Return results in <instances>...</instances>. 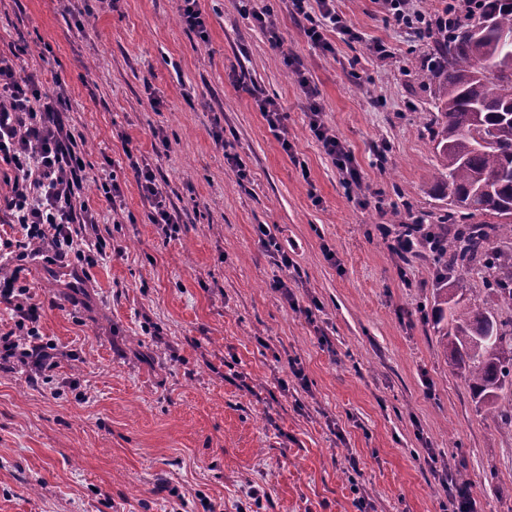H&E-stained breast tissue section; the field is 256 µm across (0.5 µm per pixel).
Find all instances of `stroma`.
<instances>
[{"label": "stroma", "mask_w": 512, "mask_h": 512, "mask_svg": "<svg viewBox=\"0 0 512 512\" xmlns=\"http://www.w3.org/2000/svg\"><path fill=\"white\" fill-rule=\"evenodd\" d=\"M258 4L273 7L282 50L236 0H202L204 42L180 25V0H0V52L24 46L25 71L65 81L83 199L108 244L80 274L25 264L61 358L46 383L0 370V512H443L460 468L477 512H512V424L442 353L431 257L401 263L378 231L405 204L444 206L429 44L387 24L377 0H337L361 39L327 32L328 53L283 0ZM376 40L395 59L372 57ZM302 75L360 189H344L310 132ZM259 95L286 113L293 153ZM128 145L181 211L176 233L151 222ZM112 173L117 210L94 184ZM260 224L292 267L271 263ZM257 106L259 111L262 112V116L266 121L270 130L276 132L279 135L281 140V146L283 150L288 153L292 150V145L288 140V137L285 136L286 126H285V114L280 112L276 102L269 97H258ZM280 134H283L280 136Z\"/></svg>", "instance_id": "1"}]
</instances>
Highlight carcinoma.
<instances>
[{
  "instance_id": "1",
  "label": "carcinoma",
  "mask_w": 512,
  "mask_h": 512,
  "mask_svg": "<svg viewBox=\"0 0 512 512\" xmlns=\"http://www.w3.org/2000/svg\"><path fill=\"white\" fill-rule=\"evenodd\" d=\"M464 2L468 16L430 33L434 191L451 202L441 213L419 216L415 230L435 262L433 329L445 356L487 411L512 421V402L498 404L512 380V321L442 287L450 273L478 266L485 296L512 303V246L495 245L512 241V44L501 42L512 34V0ZM486 21L483 40L473 44L472 32Z\"/></svg>"
}]
</instances>
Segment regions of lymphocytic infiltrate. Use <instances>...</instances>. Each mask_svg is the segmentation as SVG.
<instances>
[{
	"label": "lymphocytic infiltrate",
	"mask_w": 512,
	"mask_h": 512,
	"mask_svg": "<svg viewBox=\"0 0 512 512\" xmlns=\"http://www.w3.org/2000/svg\"><path fill=\"white\" fill-rule=\"evenodd\" d=\"M380 2L388 23L414 38H427L429 15L416 10L413 0ZM288 8L304 20L308 41L323 51L333 49L327 31L349 43L359 39L337 11L336 0H288ZM299 83L310 101L309 129L335 164L342 184H360L361 172L351 151L323 120L316 87L305 77ZM66 106L62 78L46 87L37 75L24 73L18 54L0 53V164L16 172L10 195L0 197V216L23 231L15 242L17 258L41 253L50 264L74 258L91 266L104 250L101 241L91 240L86 231L97 215L82 199L87 185L84 141L65 123ZM125 155L142 196L151 203L152 223L174 230L182 214L153 168L133 149H126ZM0 301L13 305L16 313L13 331L0 335V367L12 364L39 373L53 369L56 346L43 339L40 308L21 283L19 271L0 276Z\"/></svg>",
	"instance_id": "f902f5d3"
}]
</instances>
